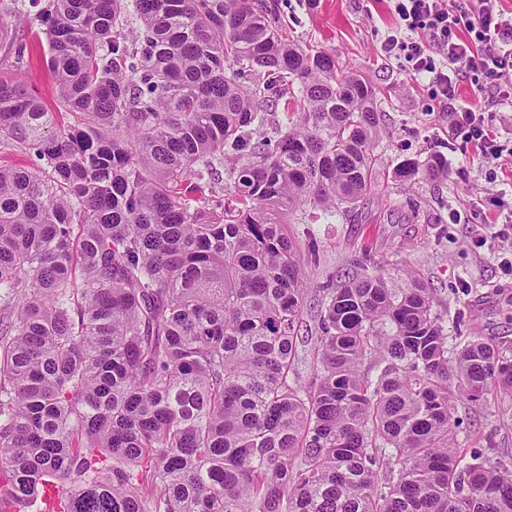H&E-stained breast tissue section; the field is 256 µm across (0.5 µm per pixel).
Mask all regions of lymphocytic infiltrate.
I'll list each match as a JSON object with an SVG mask.
<instances>
[{
    "instance_id": "1",
    "label": "lymphocytic infiltrate",
    "mask_w": 512,
    "mask_h": 512,
    "mask_svg": "<svg viewBox=\"0 0 512 512\" xmlns=\"http://www.w3.org/2000/svg\"><path fill=\"white\" fill-rule=\"evenodd\" d=\"M391 2L399 31L382 42V56L426 78L433 100L446 105L454 133L478 156H496L484 113L459 104L457 92L468 75L498 82L512 74V20L504 19L500 0Z\"/></svg>"
}]
</instances>
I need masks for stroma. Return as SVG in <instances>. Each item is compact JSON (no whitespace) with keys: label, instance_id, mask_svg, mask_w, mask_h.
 I'll return each mask as SVG.
<instances>
[{"label":"stroma","instance_id":"stroma-1","mask_svg":"<svg viewBox=\"0 0 512 512\" xmlns=\"http://www.w3.org/2000/svg\"><path fill=\"white\" fill-rule=\"evenodd\" d=\"M36 0H0V77L22 78L38 91L48 108L56 106V89L47 67L46 37L37 19ZM288 34L303 44L333 50L348 70L371 84L381 112V158L377 174L347 219L331 224H289L300 251L316 246L318 264L307 267L309 287L351 268L370 254L388 277L402 283L417 273L434 290L446 313L449 346L483 336L512 347V240L491 237L489 223L512 216V190L504 177L490 179L498 158L512 157V105H492L495 89L477 90L470 79L459 87V101L489 112L499 152L482 158L452 133L444 106L430 100L420 81L397 60L379 54L381 42L398 21L388 0H284ZM27 44L24 60L15 47ZM444 155L451 171L444 180L403 183L396 165L414 157L427 161ZM464 175H456V168ZM458 440L484 452L491 461L512 464V403L488 397L486 404H457Z\"/></svg>","mask_w":512,"mask_h":512}]
</instances>
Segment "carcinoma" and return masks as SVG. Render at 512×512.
Returning a JSON list of instances; mask_svg holds the SVG:
<instances>
[{
    "label": "carcinoma",
    "mask_w": 512,
    "mask_h": 512,
    "mask_svg": "<svg viewBox=\"0 0 512 512\" xmlns=\"http://www.w3.org/2000/svg\"><path fill=\"white\" fill-rule=\"evenodd\" d=\"M44 2L58 111L0 78V144L37 161L0 166V512H512L453 418L512 400V349L449 348L418 276L327 279L296 367L318 253L288 215L356 208L372 86L280 0ZM307 324L308 329L310 331V327L312 328L313 336H310L311 333L309 332V336H305L306 334H303L305 331H301V335L303 334V340L306 341L305 343H302L298 347V354H299V362H298V370L301 373V375L304 378H309L313 376L314 371V364H313V346L314 342L316 340L315 336V322L312 318L307 317Z\"/></svg>",
    "instance_id": "carcinoma-1"
}]
</instances>
